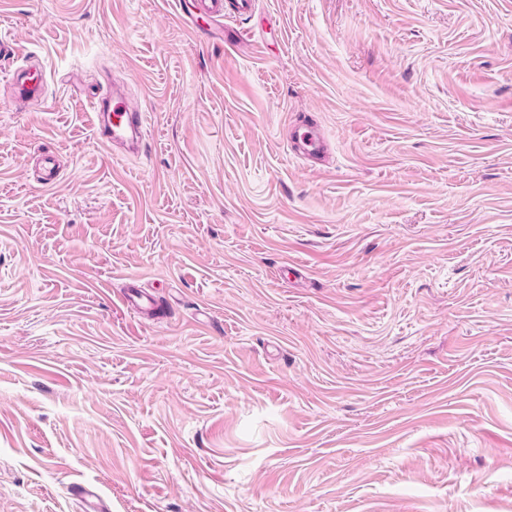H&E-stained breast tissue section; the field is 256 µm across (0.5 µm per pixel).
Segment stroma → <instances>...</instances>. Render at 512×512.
I'll list each match as a JSON object with an SVG mask.
<instances>
[{
  "instance_id": "35a3bbf8",
  "label": "stroma",
  "mask_w": 512,
  "mask_h": 512,
  "mask_svg": "<svg viewBox=\"0 0 512 512\" xmlns=\"http://www.w3.org/2000/svg\"><path fill=\"white\" fill-rule=\"evenodd\" d=\"M229 26L0 0L47 74L0 83V512H512V0ZM113 82L141 155L96 136ZM20 49L9 40H0V55L6 58H23L27 62L22 70H11L7 82L14 86V97L19 103L39 104L43 101L46 90L45 67L37 57H28L20 53ZM291 151L301 157L323 161L327 152V144L324 134L317 125H309L303 130L294 132L290 141ZM123 301L127 307L131 308L138 314L149 317L154 308L155 304L151 296L147 295L140 288L130 284L125 291Z\"/></svg>"
}]
</instances>
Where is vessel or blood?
<instances>
[{
  "mask_svg": "<svg viewBox=\"0 0 512 512\" xmlns=\"http://www.w3.org/2000/svg\"><path fill=\"white\" fill-rule=\"evenodd\" d=\"M182 13L190 19L220 23L230 18L252 14L257 0H179ZM7 81L14 88L17 102L38 104L46 90L45 67L39 58H28L24 69L9 71ZM94 126L99 141L127 151H139L145 135L146 118L128 100L123 87L112 85L97 92L94 102ZM290 148L298 156L322 161L327 152L324 134L317 125L295 131ZM123 300L135 312L151 315L155 304L151 296L136 286H128Z\"/></svg>",
  "mask_w": 512,
  "mask_h": 512,
  "instance_id": "1",
  "label": "vessel or blood"
}]
</instances>
